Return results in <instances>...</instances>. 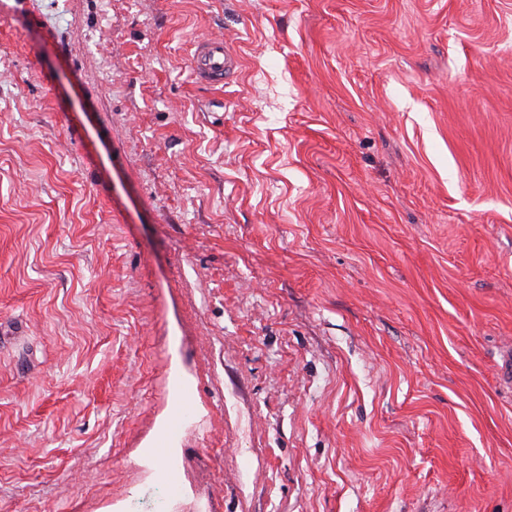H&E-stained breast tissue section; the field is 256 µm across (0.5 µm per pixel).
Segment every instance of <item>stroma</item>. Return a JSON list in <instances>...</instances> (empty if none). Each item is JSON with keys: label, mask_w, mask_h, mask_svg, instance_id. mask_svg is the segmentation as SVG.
Wrapping results in <instances>:
<instances>
[{"label": "stroma", "mask_w": 512, "mask_h": 512, "mask_svg": "<svg viewBox=\"0 0 512 512\" xmlns=\"http://www.w3.org/2000/svg\"><path fill=\"white\" fill-rule=\"evenodd\" d=\"M506 345L512 0H0V512H512ZM238 58L224 37H207L196 42L191 67L197 83L218 86L234 73Z\"/></svg>", "instance_id": "obj_1"}]
</instances>
